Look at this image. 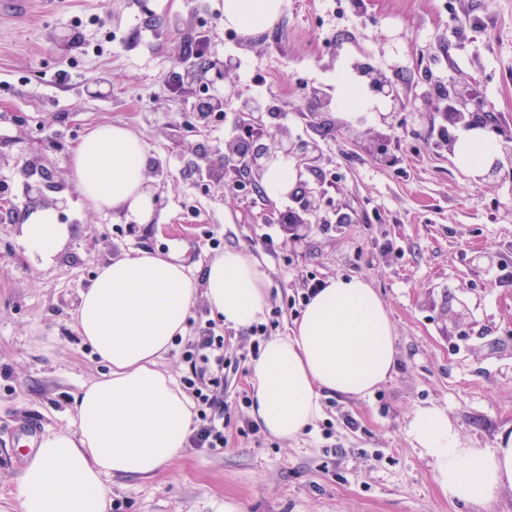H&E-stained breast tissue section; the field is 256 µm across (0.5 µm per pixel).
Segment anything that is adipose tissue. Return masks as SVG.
<instances>
[{"label": "adipose tissue", "instance_id": "obj_1", "mask_svg": "<svg viewBox=\"0 0 512 512\" xmlns=\"http://www.w3.org/2000/svg\"><path fill=\"white\" fill-rule=\"evenodd\" d=\"M284 0H224V23L246 35L272 26ZM501 150L485 131L457 141V163L488 168ZM149 155L131 129L95 126L70 159L73 188L92 207L150 221L145 189ZM67 237L51 209L32 212L21 226L25 251L53 259ZM194 278L174 255L149 250L101 266L81 293L75 327L106 364L107 374L82 385L70 427L42 437L15 478L14 512H107V475L147 479L180 456L193 424L191 402L164 367L184 337L196 298L225 326L245 330L260 321L271 281L243 250L227 249L201 264ZM396 336L378 293L356 276L338 277L310 298L291 335L267 340L252 365L251 413L270 435L303 434L321 414L323 395L363 398L391 378ZM405 434L432 464L449 501L473 503L512 488V433L498 447L467 448L445 408L417 407Z\"/></svg>", "mask_w": 512, "mask_h": 512}]
</instances>
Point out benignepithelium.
<instances>
[{
    "instance_id": "7a95c632",
    "label": "benign epithelium",
    "mask_w": 512,
    "mask_h": 512,
    "mask_svg": "<svg viewBox=\"0 0 512 512\" xmlns=\"http://www.w3.org/2000/svg\"><path fill=\"white\" fill-rule=\"evenodd\" d=\"M236 63L227 57L219 56L214 50L197 66L183 75V80L189 87L210 86L217 79L226 78L234 69ZM362 76L366 80L368 92L377 100L373 108L375 121L386 128H392L398 110L405 107L404 96L390 77L381 70L370 67L361 68ZM237 99L238 110H248L252 103L241 96L220 94L210 95L203 102L199 111L222 112L224 106ZM250 120L260 128L259 134L252 140L239 141L228 139L224 146L216 153L206 150H197L194 153L196 167H205L208 173L216 178L223 179L228 172H237L235 164L238 159L247 157V166L244 173L250 183L257 189L262 188V181L269 166L278 158L284 157L295 162L296 181L288 192V198L293 200L295 207L281 216L280 223L286 232L295 239L304 236L321 208L324 198L322 183L314 179L321 161V151L316 141H302L294 138L288 126L284 124H268L264 121L263 113H249ZM446 123V146L448 151H454L455 136L449 129H489L502 137L505 143L512 142V128L501 126L497 118L484 111V102L476 93L469 89L464 93H455L448 101L440 102L433 107H424L423 117L431 122L436 117ZM22 178L23 193L30 201L28 209L50 208L63 215L67 207V198L59 195L63 187L56 180L55 171L50 169L38 155H30L22 160L15 161ZM313 179L306 178V175ZM9 218L13 224H20L23 214L18 211L12 201V192L8 188L0 187V221Z\"/></svg>"
}]
</instances>
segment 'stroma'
<instances>
[{"instance_id":"1","label":"stroma","mask_w":512,"mask_h":512,"mask_svg":"<svg viewBox=\"0 0 512 512\" xmlns=\"http://www.w3.org/2000/svg\"><path fill=\"white\" fill-rule=\"evenodd\" d=\"M195 34L238 61L228 91L252 93L258 73L276 81L278 122L322 149L323 212L347 207L355 223L315 224L292 241L278 221L286 200L192 166L198 146L225 140L220 126L196 133L187 108L196 91L168 90ZM360 63L386 71L409 102L378 158L365 149L374 122L359 121L371 100L338 105L347 82L362 85ZM467 79L512 125V0H285L248 44L225 28L224 0H28L24 13L0 15V179L25 208L13 162L39 153L69 201V236L52 262L24 250L20 225L0 224V503H13L14 478L41 437L68 426L81 384L106 370L74 325L96 268L135 249L176 250L198 278L205 255L237 248L272 289L263 334L215 326L231 360L227 445L186 448L150 479L105 478L119 512H512L509 487L484 504L449 502L404 431L431 404L447 409L465 446L494 448L512 431V164L474 180L410 105ZM312 89L335 104L329 128L306 119ZM102 123L144 141L158 172L152 223L94 210L69 186L72 149ZM348 275L388 308L396 371L368 398L323 397L306 433L275 438L251 415L258 346L289 332L313 284Z\"/></svg>"}]
</instances>
